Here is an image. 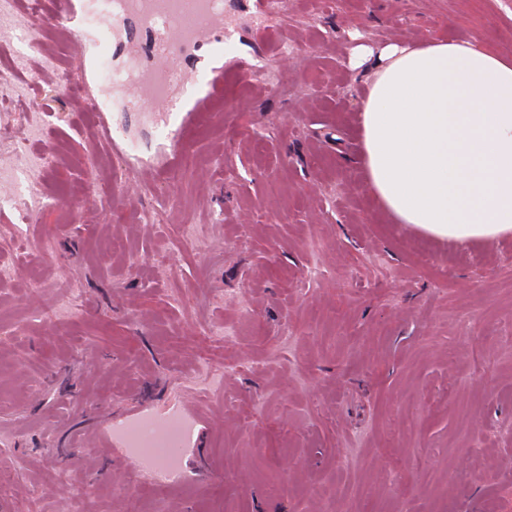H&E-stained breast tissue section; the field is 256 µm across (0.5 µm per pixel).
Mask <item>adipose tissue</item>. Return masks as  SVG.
<instances>
[{
    "mask_svg": "<svg viewBox=\"0 0 512 512\" xmlns=\"http://www.w3.org/2000/svg\"><path fill=\"white\" fill-rule=\"evenodd\" d=\"M357 118L391 223L459 247L512 236V55L473 39L388 44Z\"/></svg>",
    "mask_w": 512,
    "mask_h": 512,
    "instance_id": "1",
    "label": "adipose tissue"
}]
</instances>
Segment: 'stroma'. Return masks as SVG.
<instances>
[{"mask_svg":"<svg viewBox=\"0 0 512 512\" xmlns=\"http://www.w3.org/2000/svg\"><path fill=\"white\" fill-rule=\"evenodd\" d=\"M286 2L261 31L256 0H224L208 124L99 82L92 42L36 92L0 84V254L22 257L0 284V512H512V237L389 223L353 161L354 48L512 54V0ZM155 37L127 19L113 67L153 73ZM244 65L291 87L240 92ZM102 120L143 156L104 150ZM174 412L194 431L160 483L111 426Z\"/></svg>","mask_w":512,"mask_h":512,"instance_id":"obj_1","label":"stroma"}]
</instances>
